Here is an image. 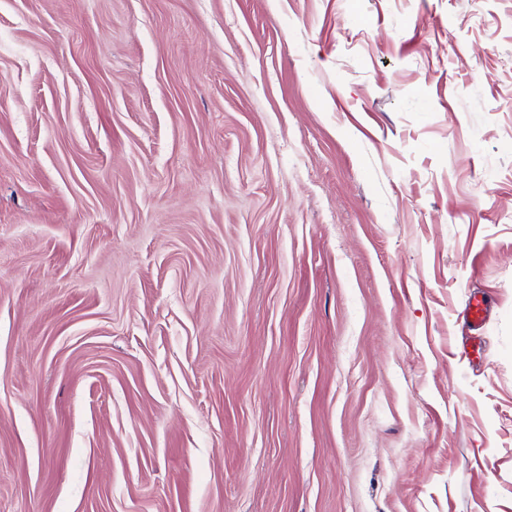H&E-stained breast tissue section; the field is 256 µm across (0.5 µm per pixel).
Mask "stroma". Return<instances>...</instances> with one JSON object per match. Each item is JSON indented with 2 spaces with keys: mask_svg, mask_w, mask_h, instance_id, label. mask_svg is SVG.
Wrapping results in <instances>:
<instances>
[{
  "mask_svg": "<svg viewBox=\"0 0 512 512\" xmlns=\"http://www.w3.org/2000/svg\"><path fill=\"white\" fill-rule=\"evenodd\" d=\"M0 512H512V0H0ZM489 301L487 298L474 296L467 307L464 321L471 331H479L485 321L488 312Z\"/></svg>",
  "mask_w": 512,
  "mask_h": 512,
  "instance_id": "35a3bbf8",
  "label": "stroma"
}]
</instances>
